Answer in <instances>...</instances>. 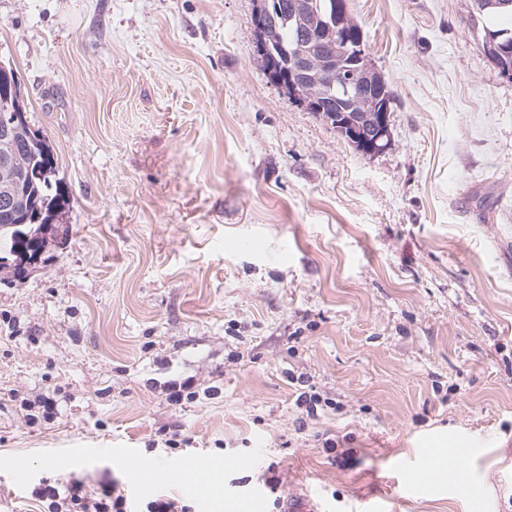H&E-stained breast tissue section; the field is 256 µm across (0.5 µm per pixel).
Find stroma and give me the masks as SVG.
Instances as JSON below:
<instances>
[{
    "label": "stroma",
    "mask_w": 512,
    "mask_h": 512,
    "mask_svg": "<svg viewBox=\"0 0 512 512\" xmlns=\"http://www.w3.org/2000/svg\"><path fill=\"white\" fill-rule=\"evenodd\" d=\"M348 4L393 96L373 156L268 80L253 0H0L72 205L0 273V455L28 462L0 512L105 476L141 508L129 460L194 458L228 461L220 494L155 489L191 512H512V79L472 0ZM176 375L198 400L167 403ZM45 392L61 417L26 423ZM454 447L480 497L404 491Z\"/></svg>",
    "instance_id": "1"
}]
</instances>
